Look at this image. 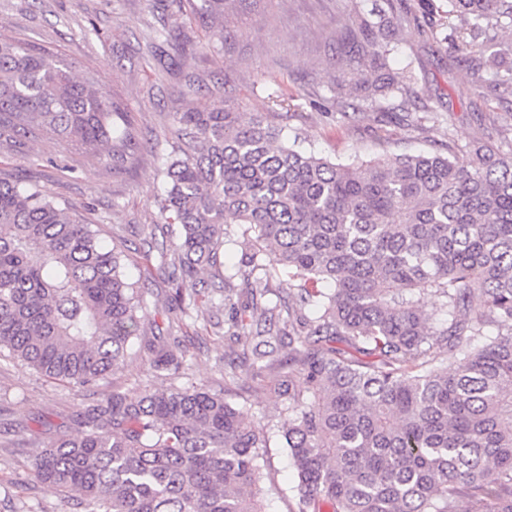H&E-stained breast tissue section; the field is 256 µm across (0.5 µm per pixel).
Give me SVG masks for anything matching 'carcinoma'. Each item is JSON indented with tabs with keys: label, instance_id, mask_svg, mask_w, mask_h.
<instances>
[{
	"label": "carcinoma",
	"instance_id": "carcinoma-1",
	"mask_svg": "<svg viewBox=\"0 0 512 512\" xmlns=\"http://www.w3.org/2000/svg\"><path fill=\"white\" fill-rule=\"evenodd\" d=\"M229 3L196 11L211 45L224 42ZM403 20H361L378 73L361 79L367 101L394 90L388 37ZM446 26L451 47H469L460 61L512 93V68L501 70L512 44L498 40L512 0H448ZM156 39L161 66L171 49L182 60L194 51L178 25ZM176 123L183 143L160 174L163 221L178 235L146 259L155 251L173 268L180 321L224 307V335L252 345L256 371L274 364L260 347L288 341L278 388L288 418L276 427L179 382L186 359L160 336L151 369L169 384L84 408L70 434L40 446L34 479L84 512H266L261 460L279 433L296 512H512V153L482 144L340 164L228 103ZM41 132L116 175L146 148L105 82L0 34V138ZM240 231L255 237L227 273L220 252ZM428 295L446 315L439 324L423 309ZM145 308L122 252L75 207L0 180V348L91 385L123 365Z\"/></svg>",
	"mask_w": 512,
	"mask_h": 512
}]
</instances>
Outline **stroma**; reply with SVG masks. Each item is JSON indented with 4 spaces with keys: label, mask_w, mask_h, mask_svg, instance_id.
<instances>
[{
    "label": "stroma",
    "mask_w": 512,
    "mask_h": 512,
    "mask_svg": "<svg viewBox=\"0 0 512 512\" xmlns=\"http://www.w3.org/2000/svg\"><path fill=\"white\" fill-rule=\"evenodd\" d=\"M393 9L408 19L395 31L398 53L390 73L410 90L364 103L351 85L365 51L345 34L359 15ZM447 9V0H270L264 11L235 0L225 18L229 34L214 48L191 10L175 12L169 0H0L1 31L58 51L79 75L111 84L149 145L129 171L116 175L105 160L88 159L47 136L5 142L0 178L80 206L100 239L123 252L125 274L145 282L146 334L178 337L195 383L226 391L254 416L280 421V366L258 376L236 368L232 385H225L223 311H215L214 325L202 334L179 325L167 302V272L145 260L165 196L157 169L178 144L174 115L228 101L240 112L265 113L284 141L300 140L342 164L479 142L512 152V98L477 86L471 70L457 62L444 39ZM164 23L179 25L197 45L192 57L168 70L151 56L155 31ZM159 384L138 339L123 367L86 387L0 358V512H81L33 481L40 443L72 431L74 415L88 405ZM262 473L267 512H293V468L280 438L271 440Z\"/></svg>",
    "instance_id": "stroma-1"
}]
</instances>
